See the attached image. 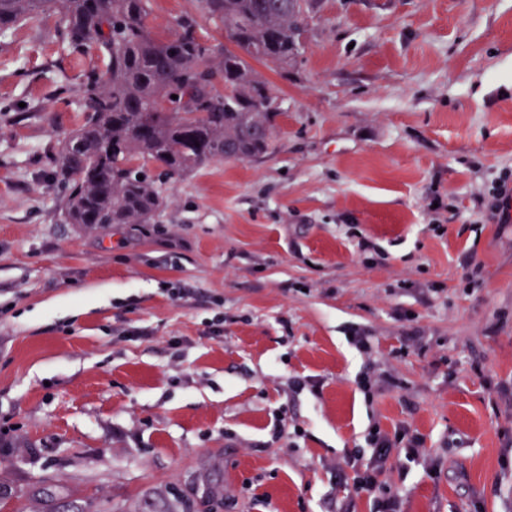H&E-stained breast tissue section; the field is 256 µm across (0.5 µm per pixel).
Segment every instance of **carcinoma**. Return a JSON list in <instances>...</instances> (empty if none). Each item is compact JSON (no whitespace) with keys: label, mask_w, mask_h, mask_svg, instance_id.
<instances>
[{"label":"carcinoma","mask_w":512,"mask_h":512,"mask_svg":"<svg viewBox=\"0 0 512 512\" xmlns=\"http://www.w3.org/2000/svg\"><path fill=\"white\" fill-rule=\"evenodd\" d=\"M230 33L208 44L197 18H178L164 38L148 26L150 0H0V33L53 11L56 38L79 52L96 46L105 69L63 90L83 103L81 123L56 164L69 224H150L164 197L139 160L166 174H191L215 160L268 153L278 115L247 58L288 64L311 0H194Z\"/></svg>","instance_id":"cac0c4a2"}]
</instances>
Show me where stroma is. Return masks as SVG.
Listing matches in <instances>:
<instances>
[{"label": "stroma", "instance_id": "obj_1", "mask_svg": "<svg viewBox=\"0 0 512 512\" xmlns=\"http://www.w3.org/2000/svg\"><path fill=\"white\" fill-rule=\"evenodd\" d=\"M60 25L0 37V512H374L338 469L402 424L403 512H512V223L466 224L512 172V0H314L251 62L273 150L99 228L53 177L102 65Z\"/></svg>", "mask_w": 512, "mask_h": 512}]
</instances>
